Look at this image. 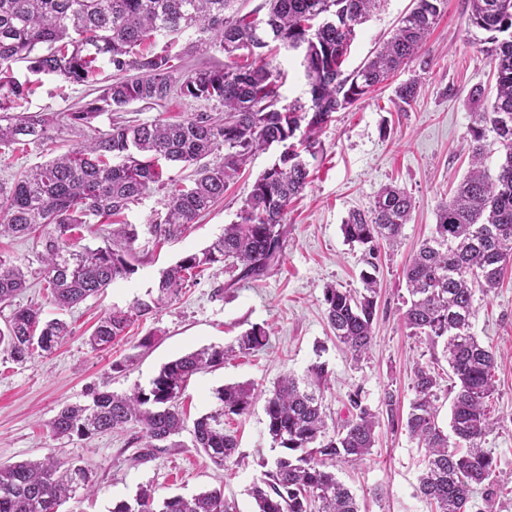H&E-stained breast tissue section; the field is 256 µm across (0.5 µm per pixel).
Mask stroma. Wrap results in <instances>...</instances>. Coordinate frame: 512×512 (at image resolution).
<instances>
[{"label":"stroma","instance_id":"obj_1","mask_svg":"<svg viewBox=\"0 0 512 512\" xmlns=\"http://www.w3.org/2000/svg\"><path fill=\"white\" fill-rule=\"evenodd\" d=\"M411 5L412 0H384L380 9L357 26L345 70L356 68L387 39ZM485 37V32L468 23L467 0H447L428 40L427 67L411 64L369 98L335 113L320 135L323 154L311 163L313 183L288 209L281 262L267 276L234 285L229 272L206 270L187 282L175 301L130 326L112 347L94 350L88 344L106 312L126 309L134 299L145 297L163 270L183 255L203 249L225 225L236 222L255 179L278 156L280 149L275 145L252 156L223 200L178 238L159 242L147 230L164 207L165 191L153 190L130 205L123 220L136 225L139 232L137 270L102 295L60 312L42 282L34 278L13 306L0 307V328L14 307L39 305L46 316H62L72 329L52 352L37 353L23 364L0 351V464L53 454L88 465L95 476L93 492L69 500L62 512H111L113 504L131 498L142 486L154 490L159 499L190 497L217 488L235 502L237 512H254L250 491L260 474L258 461L273 455L263 402H256L248 415L225 419L224 429L237 438L239 448L223 469L192 447V436L186 430L179 436L180 447L163 449L141 461L135 430L59 439L48 424L65 404L88 402L94 392L120 394L148 385L170 360L203 346L230 345L255 325L269 334L264 348L191 377L180 399L187 421L214 411L215 392L224 385L251 381L269 389L279 377L302 374L318 359L331 373L323 399L329 424L346 416L347 396L357 388L363 389L374 408L379 407L385 390H392L400 413H407L413 397L412 369L427 348L418 338L408 336L403 325V301L408 293L402 267L430 234L437 205L452 195L469 170L467 130L476 110L469 94L476 87L489 95L495 89L490 63L482 51ZM273 63L283 75V102L308 99L300 53L279 49ZM112 76V66L105 59L98 62L93 84L40 76L25 109L69 111L95 98ZM414 78L420 82V94L406 111H398L395 90ZM213 109V104L193 99H176L163 107L135 102L125 111L102 114L95 125L106 131L115 122L177 120ZM391 182L405 188L416 207L397 246L381 257L374 341L369 354L357 363L328 327L323 291L330 285L361 288L363 254L345 241L341 225L350 211L367 208L377 191ZM475 305L473 332L497 354L496 392L490 411L498 424L483 446L494 459L499 490L490 499L475 492L469 512H512V268L502 287L477 296ZM147 335L153 342L141 347ZM127 356L132 359L127 369L113 371V362ZM424 462L425 451L416 441L383 424L376 430L370 459L359 466L337 464L336 475L355 495L361 512H429V505L417 493Z\"/></svg>","mask_w":512,"mask_h":512}]
</instances>
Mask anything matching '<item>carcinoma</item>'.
<instances>
[{
    "label": "carcinoma",
    "mask_w": 512,
    "mask_h": 512,
    "mask_svg": "<svg viewBox=\"0 0 512 512\" xmlns=\"http://www.w3.org/2000/svg\"><path fill=\"white\" fill-rule=\"evenodd\" d=\"M240 0H0V159L19 146L56 143L60 124L87 132L77 148L22 170L0 182V236L40 232L45 254L40 275L51 302L63 311L103 292L136 272L132 224L112 230V242L79 245L80 228L92 218H116L156 187L165 185L164 162L194 167L191 184L174 190L164 211L148 224L158 240L181 236L224 197V190L258 151L282 145L278 159L253 183L238 215L224 233L164 270L156 294L100 318L88 338L104 349L135 321L175 300L183 285L217 267L232 272L233 286L266 276L283 255L285 224L292 200L311 184L306 157L317 159L320 134L333 114L365 98L415 60H425L427 36L446 0H413L394 33L373 57L350 72L343 63L356 27L382 0H263L241 14ZM469 21L489 33L483 52L496 76V96L479 112L467 139L471 164L453 196L440 203L436 223L405 268L408 299L402 314L409 335L424 341L431 363L414 367V396L401 415L397 399L385 391L384 406L392 431H404L425 449L427 465L417 490L432 512H467L477 487L495 466L482 448L493 430L488 400L495 390L496 356L472 332L476 292L488 295L512 264V0H468ZM195 39L179 46L180 37ZM162 35L159 52L141 46ZM302 51L310 102L281 104V73L274 51ZM218 49L224 66L186 70L188 57ZM106 57L114 75L98 96L72 112H16L33 94V81L13 76L24 62L33 75L53 74L74 84L88 82L97 61ZM416 81L399 85L396 106L404 111L417 96ZM175 97L215 103L219 112H194L178 121L116 123L108 131L94 126L104 112L140 101L165 106ZM502 152L497 169L486 164L487 143ZM221 154L220 161L207 158ZM414 200L405 190L385 185L365 209L349 213L341 225L346 242L364 248L367 269L363 290L324 289L327 323L352 358H364L374 340L377 311L376 272L381 249L397 244L410 219ZM20 264L0 259V304L10 305L26 287ZM70 335L67 322L48 318L40 307L14 309L0 330V349L18 362L48 352ZM268 335L253 326L229 347L210 345L164 364L149 387L130 394L92 393L91 401L63 406L49 423L59 438L138 430L148 458L163 448H181L172 440L184 429L177 402L195 374L224 365L237 354L266 346ZM448 364L450 433L438 423L442 376L435 365ZM327 364L316 361L305 374L288 373L273 387L252 382L227 384L217 391L219 406L193 423L192 446L222 467L236 454V438L224 432V418L250 412L264 397L266 432L276 455L261 459V476L251 496L256 512H359L350 489L332 467L363 462L372 455L380 411L358 388L348 396L350 416L329 426L323 408L329 385ZM92 470L50 455L0 465V512H60L70 499L92 488ZM112 512H236L224 491L191 498L156 501L139 489L117 502Z\"/></svg>",
    "instance_id": "carcinoma-1"
}]
</instances>
